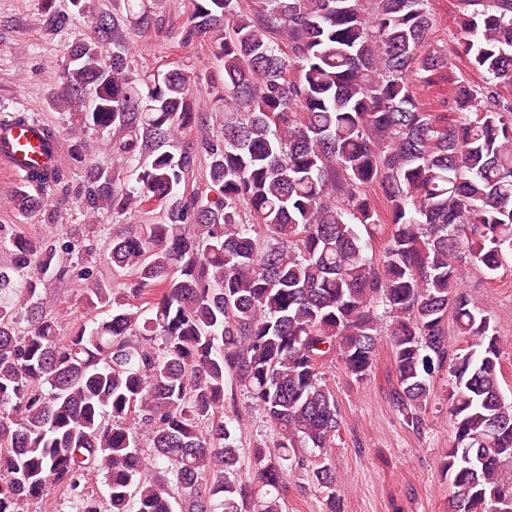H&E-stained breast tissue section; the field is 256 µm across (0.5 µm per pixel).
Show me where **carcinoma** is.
Masks as SVG:
<instances>
[{
  "label": "carcinoma",
  "mask_w": 512,
  "mask_h": 512,
  "mask_svg": "<svg viewBox=\"0 0 512 512\" xmlns=\"http://www.w3.org/2000/svg\"><path fill=\"white\" fill-rule=\"evenodd\" d=\"M191 2L184 40L209 36L221 67L135 74L127 34L151 24L148 0L112 15L69 0L98 32L70 52L52 97L81 106L70 145L80 206L162 215L112 238L106 263L134 278L88 289L87 307L108 317L67 336L40 295L63 258L11 240L0 512H29L52 487L78 512H282L290 467L337 512L335 466L302 449L336 445L323 367L370 377L386 314L407 427L423 428L433 374L448 372V512L512 503L504 340L457 277L463 261L490 277L512 268V0H461L452 63L431 0ZM40 21L61 31L69 13L41 0ZM201 81L208 112L193 95ZM211 117L220 131L166 150ZM88 130L118 135L104 143L112 164L86 154ZM201 164L204 186L190 190ZM62 180L23 175L15 209L40 211ZM238 388L276 432L245 478L241 414L224 410ZM91 474L107 498L88 490Z\"/></svg>",
  "instance_id": "obj_1"
}]
</instances>
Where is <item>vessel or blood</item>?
Listing matches in <instances>:
<instances>
[{"label": "vessel or blood", "instance_id": "1", "mask_svg": "<svg viewBox=\"0 0 512 512\" xmlns=\"http://www.w3.org/2000/svg\"><path fill=\"white\" fill-rule=\"evenodd\" d=\"M62 150L57 136L38 120L0 123V166L13 173L59 166Z\"/></svg>", "mask_w": 512, "mask_h": 512}]
</instances>
